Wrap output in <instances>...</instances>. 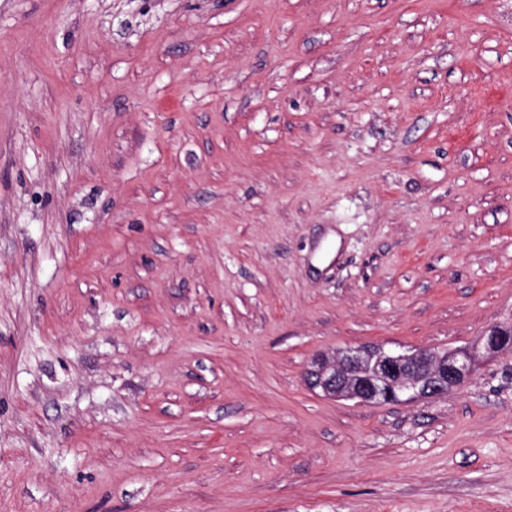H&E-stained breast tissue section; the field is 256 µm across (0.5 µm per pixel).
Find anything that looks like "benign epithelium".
<instances>
[{
    "label": "benign epithelium",
    "instance_id": "obj_1",
    "mask_svg": "<svg viewBox=\"0 0 512 512\" xmlns=\"http://www.w3.org/2000/svg\"><path fill=\"white\" fill-rule=\"evenodd\" d=\"M512 348V330L487 328L472 345L445 353L431 348L348 346L315 355L305 372L309 389L361 404H413L467 385L478 364Z\"/></svg>",
    "mask_w": 512,
    "mask_h": 512
}]
</instances>
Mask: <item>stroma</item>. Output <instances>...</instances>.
<instances>
[{
	"instance_id": "stroma-1",
	"label": "stroma",
	"mask_w": 512,
	"mask_h": 512,
	"mask_svg": "<svg viewBox=\"0 0 512 512\" xmlns=\"http://www.w3.org/2000/svg\"><path fill=\"white\" fill-rule=\"evenodd\" d=\"M512 0H0V512H512ZM511 326L494 324L470 346L431 348L348 346L315 355L305 372L309 389L361 404H413L447 396L473 379L478 364L511 349Z\"/></svg>"
}]
</instances>
